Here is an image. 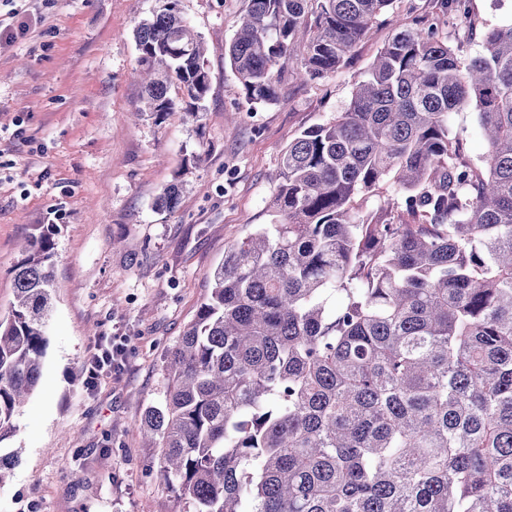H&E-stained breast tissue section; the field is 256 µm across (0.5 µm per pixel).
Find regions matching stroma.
Here are the masks:
<instances>
[{"label": "stroma", "instance_id": "1", "mask_svg": "<svg viewBox=\"0 0 512 512\" xmlns=\"http://www.w3.org/2000/svg\"><path fill=\"white\" fill-rule=\"evenodd\" d=\"M155 0H0V313L26 239L50 233L53 306L38 388L0 436L19 452L0 484V512H192L159 472L160 447L140 424L164 403L171 349L207 295L208 272L237 240L271 223L281 150L333 120L394 33L422 17L461 58L485 32L512 23V0H467L466 20L433 0H394L349 65L305 85L285 77L280 103L251 106L224 58L244 0H179L207 46L212 75L201 117L138 116L133 36ZM451 134L486 164L477 114L456 113ZM176 209L156 200L174 178ZM121 344L120 367L94 385L76 379L95 347Z\"/></svg>", "mask_w": 512, "mask_h": 512}]
</instances>
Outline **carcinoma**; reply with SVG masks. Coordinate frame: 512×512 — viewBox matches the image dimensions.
Returning <instances> with one entry per match:
<instances>
[{
    "mask_svg": "<svg viewBox=\"0 0 512 512\" xmlns=\"http://www.w3.org/2000/svg\"><path fill=\"white\" fill-rule=\"evenodd\" d=\"M392 2L247 0L224 57L248 102L278 103L285 73L335 74ZM134 38L143 112L204 111L207 48L179 0ZM483 45L464 61L395 21L348 109L282 150L273 222L209 273L141 422L194 512H512V24ZM469 107L483 170L450 132ZM389 176L418 223L355 208ZM52 258L26 241L0 314V438L40 383Z\"/></svg>",
    "mask_w": 512,
    "mask_h": 512,
    "instance_id": "carcinoma-1",
    "label": "carcinoma"
}]
</instances>
